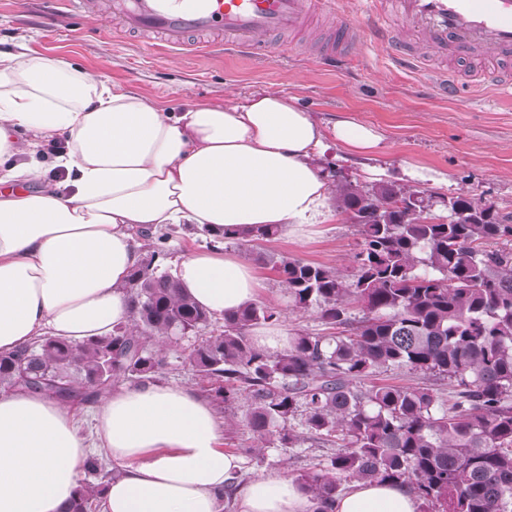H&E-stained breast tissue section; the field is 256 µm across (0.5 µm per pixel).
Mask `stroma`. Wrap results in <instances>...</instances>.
<instances>
[{"instance_id": "1", "label": "stroma", "mask_w": 512, "mask_h": 512, "mask_svg": "<svg viewBox=\"0 0 512 512\" xmlns=\"http://www.w3.org/2000/svg\"><path fill=\"white\" fill-rule=\"evenodd\" d=\"M46 8L45 0H0V51H27L78 64L107 83L134 89L168 108L214 102L228 89L240 101L275 90L295 97L321 122L350 115L381 132L383 140L373 157L343 160L331 151L324 155L321 163L335 181L367 187L381 181L435 199L464 192L512 214V100L495 99L491 87H482L467 102L442 98L428 84L426 73L396 69L386 49L363 42L343 70H324L317 57L325 29L320 18L314 19L309 35L285 36L274 53L244 59L191 48L167 50L124 35L90 15L78 17L61 8L56 19H48ZM411 166L446 175L447 189L410 179L406 170ZM373 167L381 169V177L370 176ZM359 242L349 216L343 214L317 225L302 240L284 234L257 246L228 240L224 249L255 267L262 283L259 303L279 312L289 333L314 335L328 330L319 309L295 310L274 264L287 256L347 272ZM208 247L209 237L200 227L176 224L159 262L172 272L188 255ZM223 324L217 317L201 331L150 342L164 362L160 382L202 391L204 383L185 356L202 337L220 333ZM222 446L244 458L248 478L279 470L294 479L326 462L334 451L310 434L296 448L260 450L251 431L237 420L226 424Z\"/></svg>"}]
</instances>
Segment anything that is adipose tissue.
Segmentation results:
<instances>
[{"instance_id":"obj_1","label":"adipose tissue","mask_w":512,"mask_h":512,"mask_svg":"<svg viewBox=\"0 0 512 512\" xmlns=\"http://www.w3.org/2000/svg\"><path fill=\"white\" fill-rule=\"evenodd\" d=\"M64 141L49 180L43 157ZM352 118L320 125L276 91L167 111L90 70L0 51V355L43 335L79 343L128 322L122 289L138 263L132 234L174 224L240 237L273 224L303 237L333 221L336 194L319 159L377 151ZM185 295L221 317L256 301L254 267L216 247L187 256ZM116 469L103 512H221L243 459L224 452V422L192 389L115 384L95 413ZM91 450L71 407L48 393H0V512H67ZM238 512H312L297 482L272 471L240 481ZM334 512H419L406 487L353 481Z\"/></svg>"}]
</instances>
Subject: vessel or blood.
I'll return each mask as SVG.
<instances>
[{
  "mask_svg": "<svg viewBox=\"0 0 512 512\" xmlns=\"http://www.w3.org/2000/svg\"><path fill=\"white\" fill-rule=\"evenodd\" d=\"M74 13H91L120 30L160 39L169 50L190 38L206 39L207 50L252 53L271 47L278 34L305 31L314 16L332 19L337 0H64ZM389 18L385 0H360L356 20L344 21L338 43L326 44L323 64L339 68L350 45L368 38L385 47L401 69L421 67L420 47L449 57L476 59L473 82L498 65L497 96H512V0H398Z\"/></svg>",
  "mask_w": 512,
  "mask_h": 512,
  "instance_id": "obj_1",
  "label": "vessel or blood"
}]
</instances>
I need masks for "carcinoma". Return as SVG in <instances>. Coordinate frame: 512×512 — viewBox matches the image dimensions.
Segmentation results:
<instances>
[{
    "label": "carcinoma",
    "instance_id": "carcinoma-1",
    "mask_svg": "<svg viewBox=\"0 0 512 512\" xmlns=\"http://www.w3.org/2000/svg\"><path fill=\"white\" fill-rule=\"evenodd\" d=\"M336 203L357 219L352 270L288 257L275 269L293 306L318 308L337 333L299 332L288 350L268 353L249 331L276 324L279 313L252 303L224 316V330L194 345L187 363L214 399L245 401L241 422L262 446L296 447L298 417L336 446L325 465L297 478L313 512H332L347 478L407 485L442 512H512V215L466 194L439 200L447 215H435L421 192L384 183L342 182ZM278 233L266 224L245 239ZM140 236L149 257L122 286L133 326L76 345L46 336L1 355V390L86 401L123 378L153 379L161 360L150 341L211 323L155 264L168 233ZM389 369L446 379L454 401L445 406L428 387L362 385ZM113 474L104 458L90 457L68 512H93Z\"/></svg>",
    "mask_w": 512,
    "mask_h": 512
}]
</instances>
